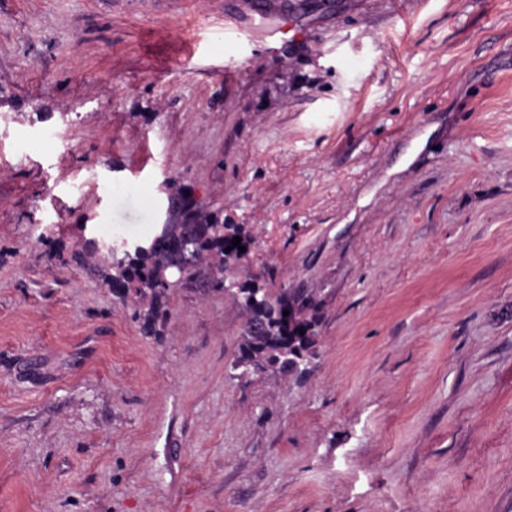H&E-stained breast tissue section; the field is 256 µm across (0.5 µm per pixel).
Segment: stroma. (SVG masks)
<instances>
[{
    "label": "stroma",
    "instance_id": "35a3bbf8",
    "mask_svg": "<svg viewBox=\"0 0 512 512\" xmlns=\"http://www.w3.org/2000/svg\"><path fill=\"white\" fill-rule=\"evenodd\" d=\"M401 3L0 0V512H512V0ZM173 183L320 301L304 378L42 243Z\"/></svg>",
    "mask_w": 512,
    "mask_h": 512
}]
</instances>
